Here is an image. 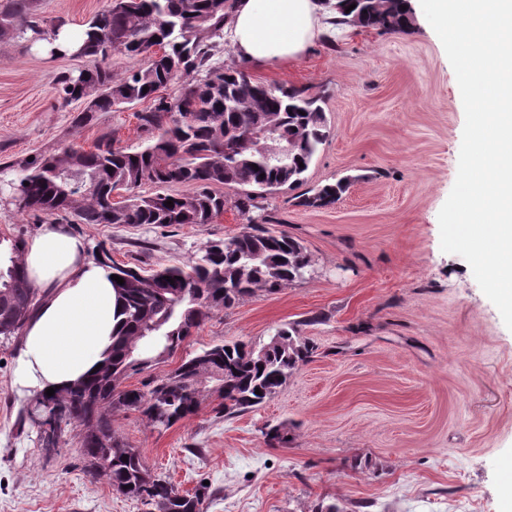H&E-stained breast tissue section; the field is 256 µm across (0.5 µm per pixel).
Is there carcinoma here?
<instances>
[{"instance_id": "1", "label": "carcinoma", "mask_w": 512, "mask_h": 512, "mask_svg": "<svg viewBox=\"0 0 512 512\" xmlns=\"http://www.w3.org/2000/svg\"><path fill=\"white\" fill-rule=\"evenodd\" d=\"M236 0H110L78 34L59 20L46 26L37 0H0V36L31 44L51 41L52 51L85 56L93 64L78 73L62 72L55 84L65 103L93 98L78 115L114 112L144 103L136 113L141 144L115 146L112 138L85 150L65 145L0 167L11 178L0 181L9 204L38 220L62 224H124L160 227L212 224L224 215L220 186L235 190L234 208L246 221L243 231L210 242L196 261L161 266L150 273L99 260L123 278L116 285L121 326L112 351L89 379L48 396L33 395L26 414L57 412L65 428L56 438L37 434L42 448H56L68 428L83 427L81 448L89 474L108 480L124 497L148 512H203L208 488L182 493L156 475L141 454L112 428V413L138 412L154 428H169L195 415L209 396L221 399L224 415L249 411L275 395L314 352L299 324L276 327L268 342L216 343L182 360L172 372L153 376L142 387L124 385L135 374L152 371L158 352L174 355L215 311H227L258 292L274 293L306 278L311 260L305 247L285 232L260 226L253 212L259 200L288 189L297 205L323 208L347 191L346 177L302 189L305 173L330 135L322 98L303 89L268 86L238 67L217 59L224 25ZM355 5L351 11L346 7ZM336 28H372L404 33L413 26L410 0H338ZM163 55L156 57V50ZM140 61L122 78L105 66L113 53ZM178 94L163 95L172 85ZM149 90H143V87ZM288 144V160L278 151ZM258 169H253V166ZM29 185H24V182ZM81 182L88 190L73 188ZM154 186L144 195L143 185ZM173 185L186 187L170 193ZM128 193L115 204L112 193ZM173 200V206L165 202ZM0 338L18 336L26 317L40 303L22 264L24 240L0 237ZM173 282H168V279ZM224 375V394L198 378ZM127 460H122V457Z\"/></svg>"}]
</instances>
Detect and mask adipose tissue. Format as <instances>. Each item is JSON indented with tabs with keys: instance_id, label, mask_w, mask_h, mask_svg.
Returning <instances> with one entry per match:
<instances>
[{
	"instance_id": "1",
	"label": "adipose tissue",
	"mask_w": 512,
	"mask_h": 512,
	"mask_svg": "<svg viewBox=\"0 0 512 512\" xmlns=\"http://www.w3.org/2000/svg\"><path fill=\"white\" fill-rule=\"evenodd\" d=\"M321 0H237L224 26L238 60L299 59L324 29ZM22 263L41 296L21 336L14 370L19 393L87 379L112 347L117 294L108 270L87 256L64 224L47 223L26 242Z\"/></svg>"
}]
</instances>
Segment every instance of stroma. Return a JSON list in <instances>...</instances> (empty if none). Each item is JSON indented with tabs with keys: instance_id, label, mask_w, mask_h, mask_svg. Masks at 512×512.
<instances>
[{
	"instance_id": "35a3bbf8",
	"label": "stroma",
	"mask_w": 512,
	"mask_h": 512,
	"mask_svg": "<svg viewBox=\"0 0 512 512\" xmlns=\"http://www.w3.org/2000/svg\"><path fill=\"white\" fill-rule=\"evenodd\" d=\"M108 0H39L49 21L76 32ZM88 58L55 56L0 38V162L104 137L137 147L134 109L76 117L58 73ZM253 79L322 96L330 136L308 186L352 177L334 205L305 208L290 191L268 195L270 230L298 239L311 275L215 312L187 350L219 341H267L297 322L315 351L266 403L227 418L208 398L167 429L119 411L116 432L183 493L208 484L204 512H315L330 503L364 512H505L503 469L512 464V331L468 263L440 247L438 214L455 183L465 112L444 47L417 14L407 34L347 27L298 60L245 68ZM226 208L214 224L180 228L76 224L89 253L149 270L197 260L207 242L241 231ZM19 339L0 340V512H146L91 480L81 426L61 448L19 424L27 398L13 386ZM281 427L287 440L268 444ZM370 462L355 470L353 457Z\"/></svg>"
}]
</instances>
